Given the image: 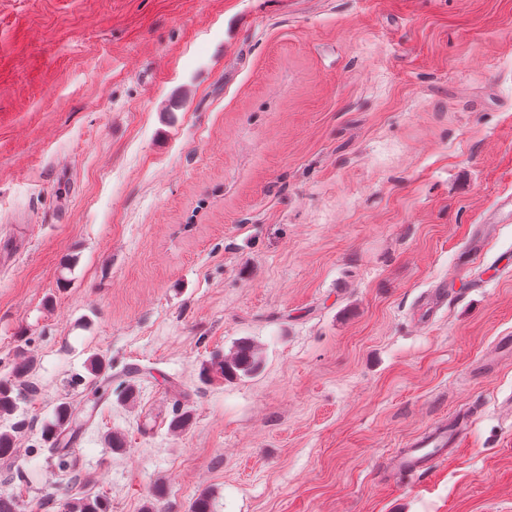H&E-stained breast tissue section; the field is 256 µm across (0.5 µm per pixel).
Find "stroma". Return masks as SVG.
Returning <instances> with one entry per match:
<instances>
[{
  "label": "stroma",
  "mask_w": 512,
  "mask_h": 512,
  "mask_svg": "<svg viewBox=\"0 0 512 512\" xmlns=\"http://www.w3.org/2000/svg\"><path fill=\"white\" fill-rule=\"evenodd\" d=\"M504 194L512 0H0V380L22 352L36 389L0 492L512 512V360L473 371L512 334V222L468 263ZM243 338L261 372L204 378ZM93 355L107 401L57 455L42 429ZM459 410L455 456L392 473Z\"/></svg>",
  "instance_id": "obj_1"
}]
</instances>
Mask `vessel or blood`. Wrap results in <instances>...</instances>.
I'll use <instances>...</instances> for the list:
<instances>
[{"label": "vessel or blood", "mask_w": 512, "mask_h": 512, "mask_svg": "<svg viewBox=\"0 0 512 512\" xmlns=\"http://www.w3.org/2000/svg\"><path fill=\"white\" fill-rule=\"evenodd\" d=\"M506 355L512 357V336L498 337L493 350L480 362L481 372L495 371L500 359ZM468 422V415L459 413L448 423L434 426L394 455L390 461L391 469L408 478L422 476L438 461L461 448L468 433Z\"/></svg>", "instance_id": "b4317fda"}]
</instances>
